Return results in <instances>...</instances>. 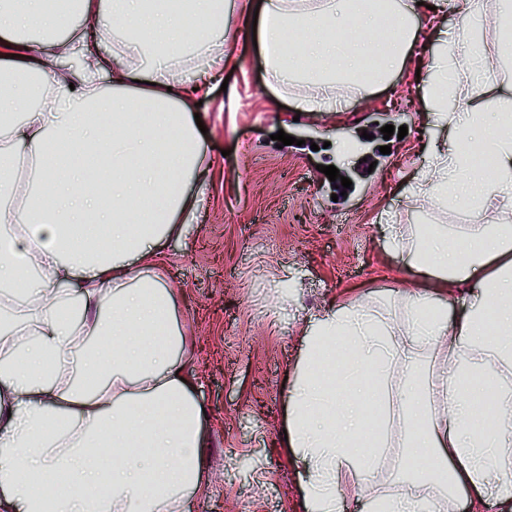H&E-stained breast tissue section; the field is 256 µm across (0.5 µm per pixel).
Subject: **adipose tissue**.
<instances>
[{
  "mask_svg": "<svg viewBox=\"0 0 512 512\" xmlns=\"http://www.w3.org/2000/svg\"><path fill=\"white\" fill-rule=\"evenodd\" d=\"M44 0H0V512H185L202 489L203 408L186 371L188 338L173 319L175 294L157 272L162 243L183 234L199 200L187 184L204 151L191 103L232 52L216 35L220 0H77L52 14ZM478 0H393L379 34L369 0H241L257 20L270 82L301 85L300 112H339L341 88L365 96L404 65L423 28L438 31L427 63L435 140L416 181L439 207L494 214L452 249L415 224H395L391 250L438 290L385 305L332 306L311 319L294 374L287 445L307 477L305 512H342L336 489H369L365 512H454L447 485L512 512V87L486 78L492 52L512 55V0H491L497 45L471 34ZM45 40L32 48L23 33ZM205 60L187 84L183 66ZM154 53L156 66L141 65ZM489 154L492 176L473 153ZM26 155L35 175L16 172ZM100 190H84L88 178ZM462 291L457 311L448 291ZM355 370L400 359L407 374L435 354L421 389L402 387L408 445L428 475L383 485L372 450H350L359 405L336 400V342ZM496 383L495 426L465 392Z\"/></svg>",
  "mask_w": 512,
  "mask_h": 512,
  "instance_id": "1",
  "label": "adipose tissue"
}]
</instances>
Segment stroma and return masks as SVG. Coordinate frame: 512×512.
Segmentation results:
<instances>
[{"label": "stroma", "mask_w": 512, "mask_h": 512, "mask_svg": "<svg viewBox=\"0 0 512 512\" xmlns=\"http://www.w3.org/2000/svg\"><path fill=\"white\" fill-rule=\"evenodd\" d=\"M227 2L238 63L198 108L212 167L188 191L202 206L187 236L163 248L162 280L193 340L188 369L207 412L205 482L188 512H303V469L286 453L283 383L301 359L310 319L332 302H382L413 288L405 260L388 245V225L465 234L472 218L409 193L428 138L441 134L416 76L435 38L414 44L389 84L349 97L346 111L299 114L292 96L269 85L238 0ZM386 125L408 133L379 137ZM280 131L295 144L277 147ZM385 144L390 154L380 153ZM328 165L351 180L345 196H336Z\"/></svg>", "instance_id": "35a3bbf8"}]
</instances>
